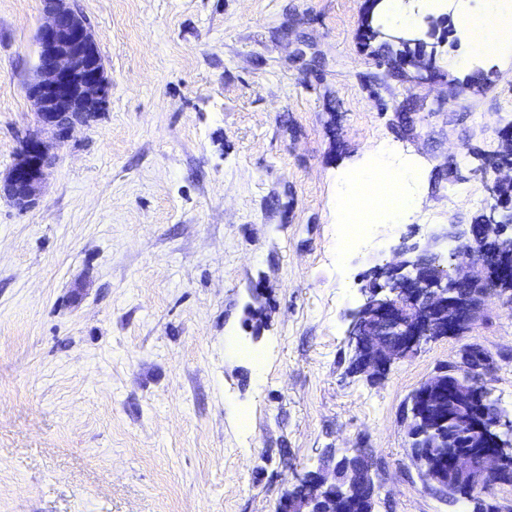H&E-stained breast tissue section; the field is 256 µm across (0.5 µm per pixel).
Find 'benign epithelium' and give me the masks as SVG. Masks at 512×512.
<instances>
[{
    "mask_svg": "<svg viewBox=\"0 0 512 512\" xmlns=\"http://www.w3.org/2000/svg\"><path fill=\"white\" fill-rule=\"evenodd\" d=\"M46 14L47 21L37 33V78L28 84L27 92L36 106L38 123L63 143L81 124L79 120L66 121V110L95 114L106 103L107 86L102 59L91 48L94 37L85 21L70 9L67 0H47ZM409 37L434 50L441 46L435 39V22L427 16L409 31ZM49 155L47 142L37 136L27 137L6 184L36 198ZM488 210L490 234L496 236L512 226V205L493 200ZM448 237L457 242V247L451 253L454 263L447 268L439 265L436 253L416 243L401 245L400 260L375 267L376 287L361 289L364 299L350 313L347 331L352 361L359 370L384 371L432 340L462 333L480 318L489 295L512 299L511 291L494 288L484 278L485 268L495 263V256L479 249L465 250L464 245L473 242L470 226L459 225L452 233L445 230L431 240ZM450 282L469 285L471 294L459 295L448 287ZM463 368L477 377L478 384L462 376L456 378V383L460 387L474 386L477 422L488 448L448 456L445 478L467 492L480 493L492 487L494 476L504 471L506 454L512 448L502 430L512 426V420L502 414L484 382L491 372L488 359ZM446 384L450 379L442 371L428 378L418 391L421 406H427L432 394ZM360 487L361 483L343 478L334 464L322 461L314 478L305 474L284 490L276 512H316L312 508L316 502L344 499Z\"/></svg>",
    "mask_w": 512,
    "mask_h": 512,
    "instance_id": "1",
    "label": "benign epithelium"
}]
</instances>
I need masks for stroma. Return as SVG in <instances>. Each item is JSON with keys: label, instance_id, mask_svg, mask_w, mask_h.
Listing matches in <instances>:
<instances>
[{"label": "stroma", "instance_id": "1", "mask_svg": "<svg viewBox=\"0 0 512 512\" xmlns=\"http://www.w3.org/2000/svg\"><path fill=\"white\" fill-rule=\"evenodd\" d=\"M92 30L105 107L53 146L34 207L0 198V512H275L328 449H369L374 512H472L407 457L405 403L465 344L490 351L512 416V304L377 380L350 369L349 313L402 240L486 211L466 150L512 123V51L449 101L392 79L357 34L363 0H69ZM444 60L470 48L464 13ZM44 0H0V179L38 133L28 97ZM414 201L346 254L341 202L384 145ZM454 157L467 180L444 167ZM478 189L480 203L456 197ZM261 291L260 333L244 324Z\"/></svg>", "mask_w": 512, "mask_h": 512}]
</instances>
